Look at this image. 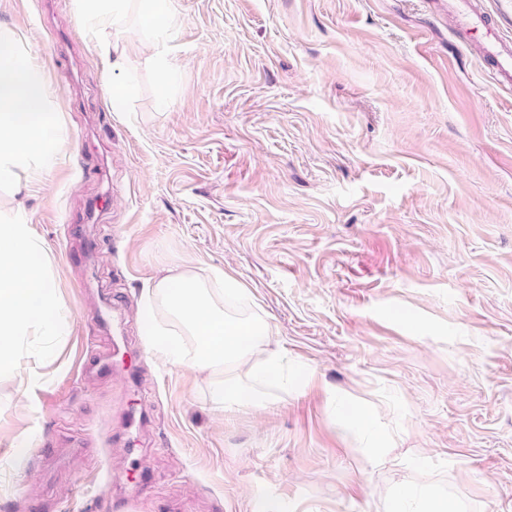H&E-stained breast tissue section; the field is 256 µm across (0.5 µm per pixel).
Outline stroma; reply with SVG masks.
<instances>
[{"label":"stroma","mask_w":512,"mask_h":512,"mask_svg":"<svg viewBox=\"0 0 512 512\" xmlns=\"http://www.w3.org/2000/svg\"><path fill=\"white\" fill-rule=\"evenodd\" d=\"M458 8L171 0L159 44L135 13L117 40L78 0H0L66 131L0 210L67 315L39 385L0 378V512H512V87ZM175 267L248 288L301 387L223 415L207 373L162 366L141 295ZM348 404L374 438L337 433Z\"/></svg>","instance_id":"1"}]
</instances>
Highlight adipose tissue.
<instances>
[{
	"label": "adipose tissue",
	"mask_w": 512,
	"mask_h": 512,
	"mask_svg": "<svg viewBox=\"0 0 512 512\" xmlns=\"http://www.w3.org/2000/svg\"><path fill=\"white\" fill-rule=\"evenodd\" d=\"M133 6L154 35H168V0H80L79 20L105 21L119 34ZM51 97L42 68L0 29V189L32 184L53 166L64 130ZM45 253L23 212L0 213V377L15 373L24 358H42L63 333L64 307Z\"/></svg>",
	"instance_id": "obj_1"
}]
</instances>
